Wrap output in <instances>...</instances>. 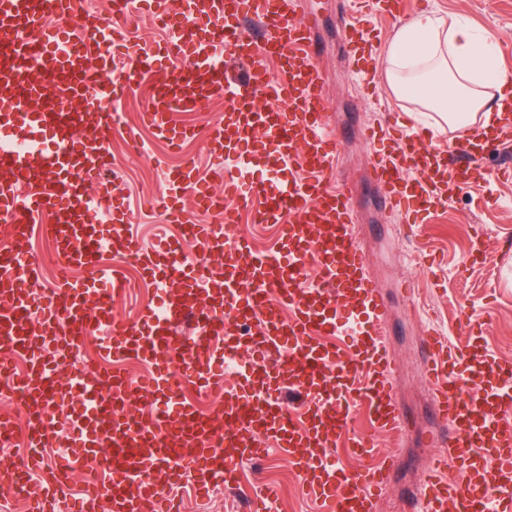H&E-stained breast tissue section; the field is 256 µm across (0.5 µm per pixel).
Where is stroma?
<instances>
[{"label": "stroma", "instance_id": "stroma-1", "mask_svg": "<svg viewBox=\"0 0 512 512\" xmlns=\"http://www.w3.org/2000/svg\"><path fill=\"white\" fill-rule=\"evenodd\" d=\"M303 2L318 18L312 39L324 81L326 121L345 135L339 169L352 185L359 245L385 301L387 342L396 364L392 394L417 420L414 430L397 441L389 490L377 506V512H403L406 495L419 484L431 453L426 439L433 428L431 396L423 384L422 326L413 317L411 306L417 303L429 309L433 327L451 332L458 343L467 340V319L483 322L487 348L502 359L512 360V182H468L445 206L418 221L385 211L373 186L372 155L363 129L389 119L400 118L410 126L415 123L420 105L392 91L386 47L401 25L420 14L461 15L473 27L491 31L496 37L497 64L512 74V0H405L403 14L375 21L377 67L370 75L360 71L348 56L345 33L354 18L350 0ZM149 98V83L144 80L127 92L122 103L128 132L143 142L147 155H137L125 134L99 130L117 173L105 175L101 183L90 186L89 192L100 198L102 205L113 202L128 206L132 232L151 244L158 225L165 224L157 204L161 181L153 157L167 156L175 168L189 156L195 158L201 171H208L217 159L209 152L202 133L215 114L224 112L226 102L219 95L210 111L177 113L180 123L195 127L201 136L187 142L182 155L171 156L148 123ZM479 241L487 250L488 261L469 259ZM126 279L127 293L115 301L112 311L118 317L136 319L155 303L157 288L131 270ZM258 481L278 487L277 512H317L316 505L302 497L297 472L281 455L269 458L261 469L244 465V484Z\"/></svg>", "mask_w": 512, "mask_h": 512}]
</instances>
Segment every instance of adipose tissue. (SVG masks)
<instances>
[{
  "mask_svg": "<svg viewBox=\"0 0 512 512\" xmlns=\"http://www.w3.org/2000/svg\"><path fill=\"white\" fill-rule=\"evenodd\" d=\"M387 63L395 93L419 89L420 103L458 129L497 123L493 97L512 96V76L497 69L493 34L458 18H414L389 40ZM486 85L494 96L484 95Z\"/></svg>",
  "mask_w": 512,
  "mask_h": 512,
  "instance_id": "adipose-tissue-1",
  "label": "adipose tissue"
}]
</instances>
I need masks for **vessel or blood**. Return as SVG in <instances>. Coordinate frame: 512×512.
<instances>
[{
  "instance_id": "1",
  "label": "vessel or blood",
  "mask_w": 512,
  "mask_h": 512,
  "mask_svg": "<svg viewBox=\"0 0 512 512\" xmlns=\"http://www.w3.org/2000/svg\"><path fill=\"white\" fill-rule=\"evenodd\" d=\"M146 10L169 23L168 39L131 47L126 31ZM85 15L84 0H0V229L8 237L0 247V300L8 303L0 310V382L21 390L29 418L28 453L0 468V488L29 478L57 437L49 413L75 392L82 403L71 414L73 447L59 456L45 488L56 494L76 460L94 459L98 475L74 512H87L94 500L110 501L112 512H156L162 487L184 482L204 491L220 479L231 489L243 462L274 450L288 455L320 512H374L394 456H376L378 439L403 433L410 420L391 394L384 301L358 243L351 190L337 178L342 135L325 121L315 17L301 11L300 0H182L174 23L166 0H116L107 21L88 23ZM271 58L279 62L273 72ZM227 60L246 65L244 80L229 78ZM147 73V118L171 147L197 136L174 123V113L207 110L219 94L228 104L208 136L224 159L212 171L223 194L192 166L163 173L168 220H179L188 195L219 217L193 225L182 244L146 246L119 234L128 213L113 209L110 224L100 223L87 190L109 162L86 125L122 127L113 88ZM107 95L113 107L101 106ZM364 139L383 204L424 214L443 202L442 187L470 180L473 161L512 143V103L497 130L477 143L460 138L445 155L425 132L401 125L369 126ZM259 198L254 221L281 225L280 254L256 255L241 239L224 237L237 209ZM44 214L50 222L42 230L63 271L37 296L39 263L29 238ZM106 243L135 257L143 276L162 288L147 320L113 317L112 300L127 283L102 263ZM194 251L224 262L196 264ZM72 267L92 275L72 279ZM303 269L315 271L314 280L300 277ZM189 320L196 327L190 341L176 334ZM469 332L461 348L430 331L423 336L438 432L406 512H512V362L486 348L482 325ZM93 333L107 357L152 362L155 375L134 385L103 370L97 386L80 373L51 386L50 361L77 351ZM335 335L343 344H325ZM18 354L28 358L21 374L11 366ZM219 361L235 364L234 377L224 384L223 410L205 413L179 396L175 379L209 386ZM146 396L160 406L148 419L136 409ZM360 412L369 432L352 427ZM335 447L375 462L347 471L329 456ZM452 462L461 480L449 478Z\"/></svg>"
}]
</instances>
